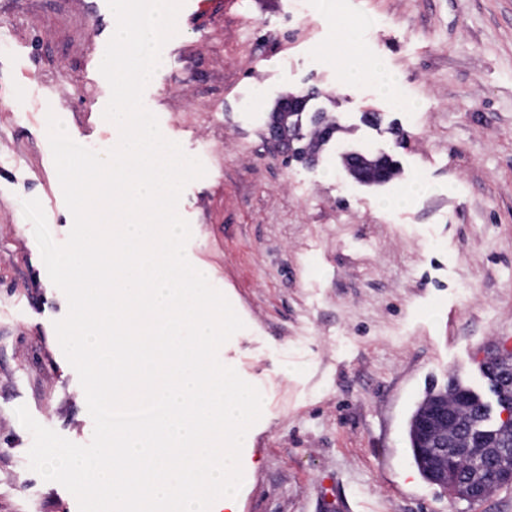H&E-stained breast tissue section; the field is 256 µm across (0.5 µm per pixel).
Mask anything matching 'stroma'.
I'll list each match as a JSON object with an SVG mask.
<instances>
[{
  "mask_svg": "<svg viewBox=\"0 0 512 512\" xmlns=\"http://www.w3.org/2000/svg\"><path fill=\"white\" fill-rule=\"evenodd\" d=\"M0 12V512H78L28 465L32 417L85 445L94 423L54 323L68 302L49 279L22 202L39 199L56 243L72 228L47 136L49 87L78 144L103 153L112 126L99 71L112 37L107 0H11ZM400 102L372 82L341 84L325 51L340 22L362 26ZM342 129L318 163L286 162L266 138L287 93ZM161 131L207 169L178 212L187 258L243 320L219 351L266 399L243 446L238 512H321L326 475L349 512H512V487L449 499L412 463L409 419L450 365L486 390L480 365L512 347V0H183L143 93ZM379 113L381 125L361 115ZM391 153L401 171L352 184L337 146ZM426 189L386 207L401 183Z\"/></svg>",
  "mask_w": 512,
  "mask_h": 512,
  "instance_id": "1",
  "label": "stroma"
}]
</instances>
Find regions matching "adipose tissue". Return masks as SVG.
<instances>
[{"mask_svg":"<svg viewBox=\"0 0 512 512\" xmlns=\"http://www.w3.org/2000/svg\"><path fill=\"white\" fill-rule=\"evenodd\" d=\"M331 58H343L344 63L339 71L340 80L345 84H356L364 80H373L380 95L387 100L397 101L399 81L397 76L380 61L365 58L358 42L356 30L351 24H344L338 38L329 47Z\"/></svg>","mask_w":512,"mask_h":512,"instance_id":"ef3b65f1","label":"adipose tissue"}]
</instances>
